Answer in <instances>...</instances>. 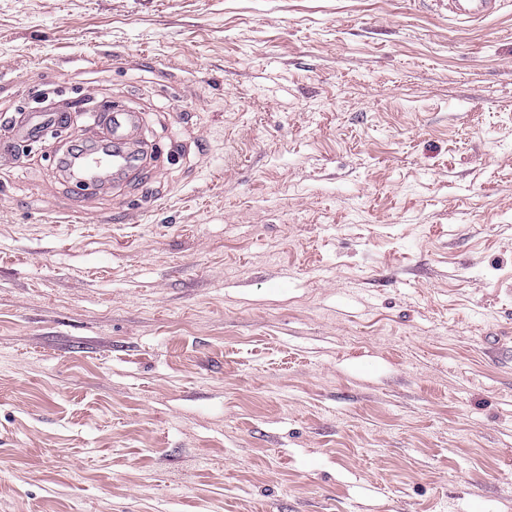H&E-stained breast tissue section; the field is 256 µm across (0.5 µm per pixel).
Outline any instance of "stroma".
I'll list each match as a JSON object with an SVG mask.
<instances>
[{
  "label": "stroma",
  "instance_id": "35a3bbf8",
  "mask_svg": "<svg viewBox=\"0 0 512 512\" xmlns=\"http://www.w3.org/2000/svg\"><path fill=\"white\" fill-rule=\"evenodd\" d=\"M0 512H512V0H0ZM141 117L162 167L56 160ZM505 0H434L432 4L442 5L448 10V18L479 23L496 13ZM54 116L51 112H31L21 127L18 137L23 139L36 138L49 127Z\"/></svg>",
  "mask_w": 512,
  "mask_h": 512
}]
</instances>
